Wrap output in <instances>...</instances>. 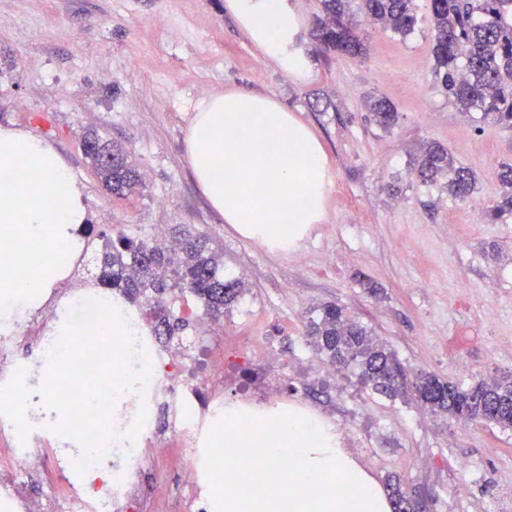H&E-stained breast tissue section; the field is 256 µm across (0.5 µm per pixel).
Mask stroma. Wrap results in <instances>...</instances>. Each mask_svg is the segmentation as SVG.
Wrapping results in <instances>:
<instances>
[{
	"mask_svg": "<svg viewBox=\"0 0 512 512\" xmlns=\"http://www.w3.org/2000/svg\"><path fill=\"white\" fill-rule=\"evenodd\" d=\"M416 4L420 22L408 36L367 26L362 60L305 37L312 75L298 82L260 60L224 0H0V125L56 146L96 230L148 241L160 224L172 244L202 236L245 292L220 321L191 320L189 335L204 346L239 341L255 357L274 348L288 362L280 372L288 403L367 429L376 453L355 458L379 486L398 477L426 512H499L512 494V430L373 393L357 368L333 369L305 334L333 303L410 372L448 382L512 375V215L483 217L500 196L512 133L449 104L433 81L428 2ZM227 89L288 105L327 153L326 219L295 248L240 236L192 179L184 139L194 108ZM373 97L396 106L391 129L374 123ZM90 128L143 171L140 193L116 200L103 189L83 152ZM427 140L473 170L468 200L450 197L444 182L415 179Z\"/></svg>",
	"mask_w": 512,
	"mask_h": 512,
	"instance_id": "35a3bbf8",
	"label": "stroma"
}]
</instances>
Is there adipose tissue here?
Wrapping results in <instances>:
<instances>
[{
	"mask_svg": "<svg viewBox=\"0 0 512 512\" xmlns=\"http://www.w3.org/2000/svg\"><path fill=\"white\" fill-rule=\"evenodd\" d=\"M224 7L263 60L292 77L309 75L304 20L292 0H224ZM185 149L201 193L242 236L290 249L324 221L328 158L311 128L272 97L230 89L202 101ZM86 221L83 191L56 147L0 126V322L65 279L62 249Z\"/></svg>",
	"mask_w": 512,
	"mask_h": 512,
	"instance_id": "obj_1",
	"label": "adipose tissue"
}]
</instances>
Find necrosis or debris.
Wrapping results in <instances>:
<instances>
[{
  "label": "necrosis or debris",
  "mask_w": 512,
  "mask_h": 512,
  "mask_svg": "<svg viewBox=\"0 0 512 512\" xmlns=\"http://www.w3.org/2000/svg\"><path fill=\"white\" fill-rule=\"evenodd\" d=\"M98 298L112 303L152 362L145 394L129 390L111 416L116 438L105 441L104 456L77 472L83 451L59 434L54 409L43 398L47 379L46 355L55 343L58 325L68 322L81 302ZM195 337L160 336L141 303L129 301L112 288H56L38 307L19 312L0 329V512H216L205 470V444L223 419L224 392L234 382L223 344L212 347L203 360L193 359ZM35 346L30 360L14 355L18 345ZM278 360L267 352L249 375L252 389L236 405L265 411L281 407L279 380L272 366ZM18 398L16 413L6 404ZM147 419L135 440H127L139 409ZM178 465L179 490L144 499L140 481L146 469ZM48 477V491L33 497L28 479Z\"/></svg>",
  "instance_id": "1"
}]
</instances>
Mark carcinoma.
I'll use <instances>...</instances> for the list:
<instances>
[{
    "instance_id": "carcinoma-1",
    "label": "carcinoma",
    "mask_w": 512,
    "mask_h": 512,
    "mask_svg": "<svg viewBox=\"0 0 512 512\" xmlns=\"http://www.w3.org/2000/svg\"><path fill=\"white\" fill-rule=\"evenodd\" d=\"M367 19L391 33L406 36L419 19L414 0H320L323 17L317 19L314 38L328 52L360 58L366 53L363 38L353 23L351 5ZM433 31L435 83L448 92V101L463 112L483 113L512 132V0H429ZM378 126L395 125L398 112L382 98L370 104ZM83 151L103 188L117 200L136 193L142 180L128 163L124 149L89 131ZM417 177L434 184L446 176L448 195L468 198L475 189L473 171L456 163L449 150L436 142L421 145ZM501 200L486 210L494 223L512 214V162L500 165ZM99 282L123 290L134 300H145L146 316L173 336L188 325L168 296L188 292L202 301L207 314L218 317L239 302L244 283L224 270L220 258L205 252L197 239L187 238L176 256L151 247L141 239L119 234L105 241ZM314 346L334 365L356 362L375 392L396 397L416 390L422 381L435 387L418 403L434 414L470 421H485L512 430V375L450 383L432 375L408 376L405 368L367 329L349 318L345 309L325 305L306 326Z\"/></svg>"
}]
</instances>
